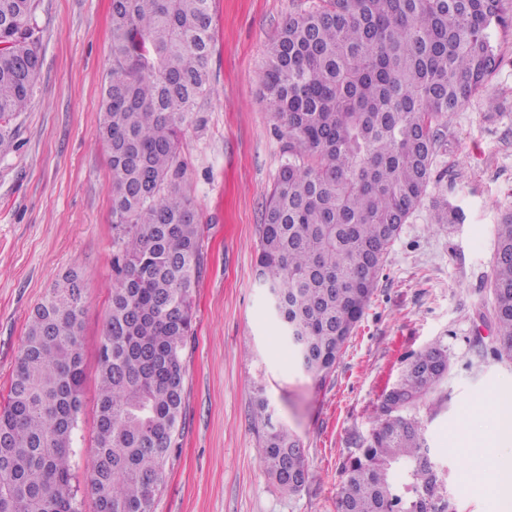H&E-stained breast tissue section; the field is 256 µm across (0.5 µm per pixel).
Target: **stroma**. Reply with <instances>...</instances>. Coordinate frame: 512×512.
Returning <instances> with one entry per match:
<instances>
[{
	"mask_svg": "<svg viewBox=\"0 0 512 512\" xmlns=\"http://www.w3.org/2000/svg\"><path fill=\"white\" fill-rule=\"evenodd\" d=\"M315 0H214L212 95L204 124L185 128L187 163L205 253L194 292L179 446L153 512H336L342 468L368 438L385 392L410 356L433 343L450 370L418 418L458 512H512V361L480 357L491 342L495 228L512 211V31L488 91L448 127L434 163L464 223L432 227L428 206L403 224L370 304L325 384L299 364L256 276L259 226L285 159L286 136L262 96L269 45ZM112 0H38L41 68L15 120L17 147L0 155V403H5L29 316L56 276L83 277L84 386L70 456L76 512H96L98 350L117 252L109 149L99 136L110 65ZM264 396L274 424L302 441L310 479L280 489L260 464L253 408Z\"/></svg>",
	"mask_w": 512,
	"mask_h": 512,
	"instance_id": "stroma-1",
	"label": "stroma"
}]
</instances>
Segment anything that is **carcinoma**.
<instances>
[{
    "label": "carcinoma",
    "instance_id": "cac0c4a2",
    "mask_svg": "<svg viewBox=\"0 0 512 512\" xmlns=\"http://www.w3.org/2000/svg\"><path fill=\"white\" fill-rule=\"evenodd\" d=\"M37 0H0V154L14 146L40 69ZM512 0H317L271 44L262 76L287 156L259 227L257 275L318 383L336 366L402 224L429 202L437 227L463 210L433 194L453 117L487 94ZM211 0H112L100 134L110 150L119 274L99 349L98 512H152L180 435L192 294L204 258L178 141L212 93ZM496 336L512 360V212L495 231ZM81 275L57 276L34 307L0 408V512H75L69 458L83 381ZM436 342L384 395L336 495L337 512H456L417 411L448 376ZM260 462L300 492L298 435L255 401Z\"/></svg>",
    "mask_w": 512,
    "mask_h": 512
}]
</instances>
